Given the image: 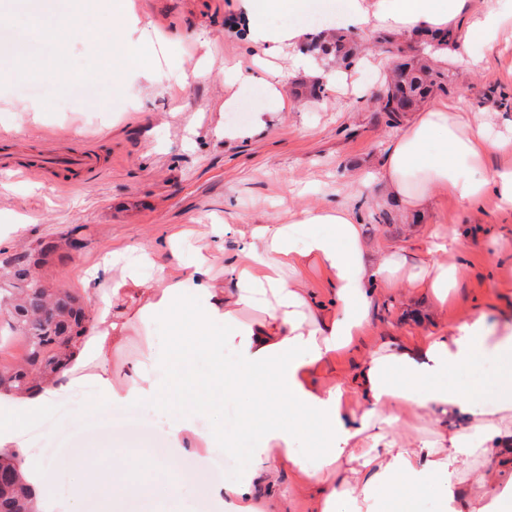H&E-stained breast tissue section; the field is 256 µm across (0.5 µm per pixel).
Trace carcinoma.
<instances>
[{
    "mask_svg": "<svg viewBox=\"0 0 512 512\" xmlns=\"http://www.w3.org/2000/svg\"><path fill=\"white\" fill-rule=\"evenodd\" d=\"M311 48L331 56L339 67L349 68L358 56L353 36L340 29L325 42L315 41ZM452 79L450 70L438 65L432 53L413 56L399 65L378 111L393 125L417 110L433 88H444ZM323 92L321 84L301 83L293 90L297 98L316 100ZM54 240L38 243L37 259L25 252L0 266V319L9 337H19L25 344L23 361L16 366L0 364V391H24L49 376L63 375L73 364L76 343L90 330L91 316L82 297L66 289L45 287L46 279L36 267L59 253ZM32 489L11 462L0 460V512H34Z\"/></svg>",
    "mask_w": 512,
    "mask_h": 512,
    "instance_id": "obj_1",
    "label": "carcinoma"
}]
</instances>
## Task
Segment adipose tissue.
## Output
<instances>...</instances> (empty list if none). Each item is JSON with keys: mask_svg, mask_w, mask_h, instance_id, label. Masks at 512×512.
I'll use <instances>...</instances> for the list:
<instances>
[{"mask_svg": "<svg viewBox=\"0 0 512 512\" xmlns=\"http://www.w3.org/2000/svg\"><path fill=\"white\" fill-rule=\"evenodd\" d=\"M470 0H345L336 14L337 26L366 28L405 35L454 30L450 50L439 51L440 62L454 61L470 69L484 60L483 47L497 41L512 20V0H487L477 13ZM306 0H239V11L254 42L283 52L307 34L300 19ZM131 30L122 52L138 73L156 77L152 44L139 31L137 18L124 16ZM512 150V133L491 137L485 125L442 104L418 113L389 150L380 174L386 197L402 211L425 208L434 195L449 194L469 208L494 196L512 210V167L489 168L488 159ZM331 225L328 234L318 232ZM469 232L462 227L429 229L427 260L407 266L389 252L369 254L361 243L354 213L346 207H312L288 224L253 227L241 263H229L232 285L213 283L211 259L200 256L189 273L165 276L135 300L140 267L123 266L112 293L101 305L97 325L83 339L75 361L88 372L99 396L93 406L108 409L124 402L147 403L181 375L194 349L211 348L215 392L229 386L270 381L271 412L249 420L239 431L251 438L249 448L234 447L223 430L199 425L196 416L170 417L167 433L177 448L244 456L249 478L216 487L217 499H228L232 512H287L281 490L282 471H291L308 494L312 512H413L416 494L436 489L447 495L463 489L468 501L481 500L491 479L477 476L488 457L512 475V336H491L482 319L458 328L453 336H431L416 346L384 345L372 354L348 384L321 387L310 378L337 352L353 349L370 324L378 288L403 285L421 289L440 306L453 295L461 275L458 265L440 261L443 253L466 249ZM313 263L331 274L333 309L313 300L300 277ZM252 320H242L244 312ZM165 319L173 328L166 355L145 349L132 360L121 380H114L109 351L121 346L128 327ZM233 347L235 363L224 361ZM498 364L494 410L477 411L469 394L449 386V372L479 358ZM165 378H157V371ZM57 385L42 383L34 393L0 394V459L17 463L35 493L36 512H53L50 460L25 456L21 437L34 419L47 414ZM406 413L429 416L438 427L435 439L406 442L391 431ZM313 432L309 455L292 454L304 432ZM128 462L111 457L107 465L87 464L73 481L71 503H95L110 512L114 473Z\"/></svg>", "mask_w": 512, "mask_h": 512, "instance_id": "ef3b65f1", "label": "adipose tissue"}]
</instances>
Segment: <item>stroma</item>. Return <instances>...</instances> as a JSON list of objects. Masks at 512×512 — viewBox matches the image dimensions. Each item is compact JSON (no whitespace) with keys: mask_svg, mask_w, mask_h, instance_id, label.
<instances>
[{"mask_svg":"<svg viewBox=\"0 0 512 512\" xmlns=\"http://www.w3.org/2000/svg\"><path fill=\"white\" fill-rule=\"evenodd\" d=\"M73 2L0 0V42L13 48L0 56V139L11 140L19 161L45 150L95 146L106 164L94 178L75 184L0 168V261L42 240L80 236L79 256L52 262L46 272L82 294L85 269L103 257L122 264L149 251L154 263L141 277L152 285L160 271L193 270L206 247L214 256V282L226 288L231 280L224 262L238 256L252 225L281 224L311 206L346 205L361 218L368 252H397L411 266L421 259L425 233L435 225H465L471 241L454 257L463 273L447 308L434 306L426 293L408 285L381 297L367 335L352 352L315 369L316 384L349 381L385 341L417 345L479 315L490 333L512 332V211L500 209L492 197L471 209L439 196L404 216L381 188L364 185L380 172L389 146L403 132L373 111L371 94L383 88L396 62L422 51L417 38L402 35L381 47L377 32L355 33L363 52L343 72L345 84L334 79L335 63L320 56L324 96L306 101L290 95L283 104L263 94L265 82L278 80L290 94L295 81L309 74L292 69L287 56H267L263 45L238 31V0H123L156 41L153 64L161 76L155 83L133 77L123 84L104 76L105 70L127 67L102 38L108 0H87L76 19L78 37L43 31V19L69 11ZM229 62L239 64L250 82L240 83L227 71ZM49 67L70 71L71 80L38 76V69ZM200 67L206 68L205 77L193 78ZM454 71L455 81L435 92L429 105L452 104L494 136L511 130L512 41L486 47L480 68L458 65ZM231 98L244 105V113L227 111ZM148 340L166 352L168 324L157 321L148 332L131 331L112 351L113 373L122 374ZM210 371L208 354L195 353L183 386L169 398L117 405L78 423L69 418L71 406L91 401L95 392L90 382H74L64 400L55 401L52 411L30 427L23 446L30 456H52L50 480L62 499L81 469L80 456L64 454L74 444L126 455L127 476L136 482L181 487L171 501L127 500L123 512H230L213 507V489L245 480L243 461L173 450L166 421L189 410L201 423L232 433L247 413L260 410L271 386L234 389L224 400L204 405L194 382ZM496 381L489 360L448 376L449 385L470 392L483 410L495 402Z\"/></svg>","mask_w":512,"mask_h":512,"instance_id":"stroma-1","label":"stroma"}]
</instances>
